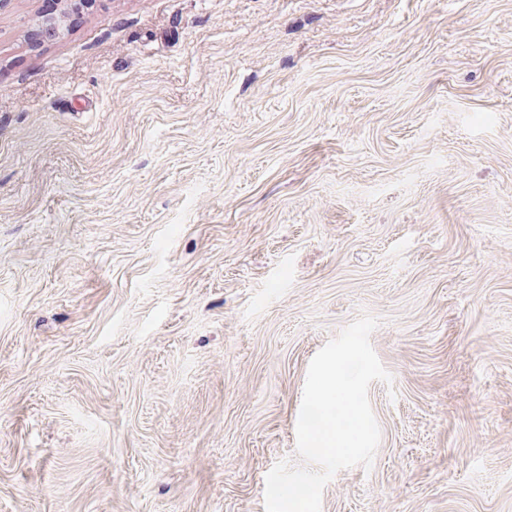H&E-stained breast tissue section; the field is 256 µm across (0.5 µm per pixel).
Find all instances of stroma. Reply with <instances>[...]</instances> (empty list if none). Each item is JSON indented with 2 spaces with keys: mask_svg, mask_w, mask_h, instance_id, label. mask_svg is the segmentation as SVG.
Here are the masks:
<instances>
[{
  "mask_svg": "<svg viewBox=\"0 0 512 512\" xmlns=\"http://www.w3.org/2000/svg\"><path fill=\"white\" fill-rule=\"evenodd\" d=\"M0 0V512H265L361 315L322 512H512V0Z\"/></svg>",
  "mask_w": 512,
  "mask_h": 512,
  "instance_id": "1",
  "label": "stroma"
}]
</instances>
